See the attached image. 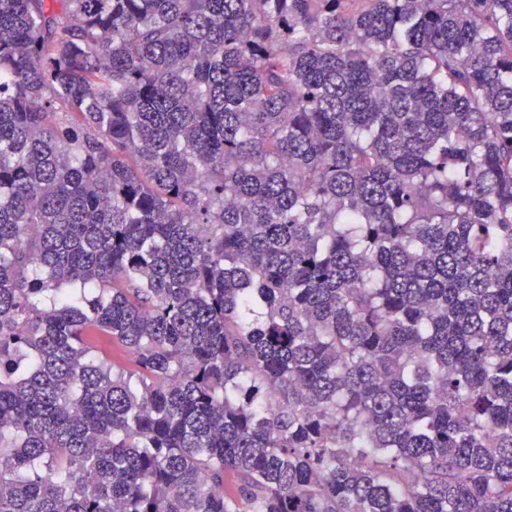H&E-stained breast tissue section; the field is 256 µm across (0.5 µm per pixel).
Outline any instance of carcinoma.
Returning a JSON list of instances; mask_svg holds the SVG:
<instances>
[{
  "label": "carcinoma",
  "instance_id": "carcinoma-1",
  "mask_svg": "<svg viewBox=\"0 0 512 512\" xmlns=\"http://www.w3.org/2000/svg\"><path fill=\"white\" fill-rule=\"evenodd\" d=\"M0 512H512V0H0ZM97 350L100 352V355L106 356L111 362H115L116 364L125 367L127 370L133 369L132 358L129 353H127L120 346L115 345L112 348V342L105 336H101L96 341Z\"/></svg>",
  "mask_w": 512,
  "mask_h": 512
}]
</instances>
